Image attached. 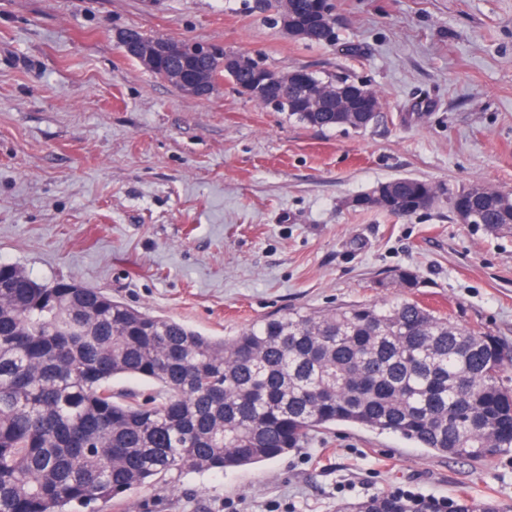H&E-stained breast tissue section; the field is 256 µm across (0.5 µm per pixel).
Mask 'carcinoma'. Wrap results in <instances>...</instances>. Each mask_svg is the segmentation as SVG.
Returning a JSON list of instances; mask_svg holds the SVG:
<instances>
[{
	"label": "carcinoma",
	"instance_id": "obj_1",
	"mask_svg": "<svg viewBox=\"0 0 512 512\" xmlns=\"http://www.w3.org/2000/svg\"><path fill=\"white\" fill-rule=\"evenodd\" d=\"M324 0H288L304 39H335ZM187 64L224 76V56ZM318 128L364 112L288 113ZM490 235L512 233V194L475 185L451 198ZM428 182L399 177L356 207L411 216ZM415 288L410 269L378 278ZM512 349L414 300L287 310L215 338L139 311L74 278L40 283L0 263V512H72L123 498L174 470L222 473L273 460L337 423L389 431L476 461L512 453ZM136 376L157 395L112 389ZM358 512H443L383 495ZM448 512H500L466 498Z\"/></svg>",
	"mask_w": 512,
	"mask_h": 512
}]
</instances>
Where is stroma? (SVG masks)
Returning a JSON list of instances; mask_svg holds the SVG:
<instances>
[{
  "mask_svg": "<svg viewBox=\"0 0 512 512\" xmlns=\"http://www.w3.org/2000/svg\"><path fill=\"white\" fill-rule=\"evenodd\" d=\"M336 40L289 36L254 0H0V262L73 277L222 337L277 311L411 298L512 346V234L446 196L393 216L352 207L410 176L512 190V0H330ZM216 43L282 74L372 88L367 129L314 128L230 83L193 98L119 34ZM402 487L512 512V455H442L339 424L256 468L174 471L95 512H354ZM417 288L418 281L416 274L409 269L394 270L390 274L378 278L375 282V288H379L381 291L387 290L388 288Z\"/></svg>",
  "mask_w": 512,
  "mask_h": 512,
  "instance_id": "35a3bbf8",
  "label": "stroma"
}]
</instances>
